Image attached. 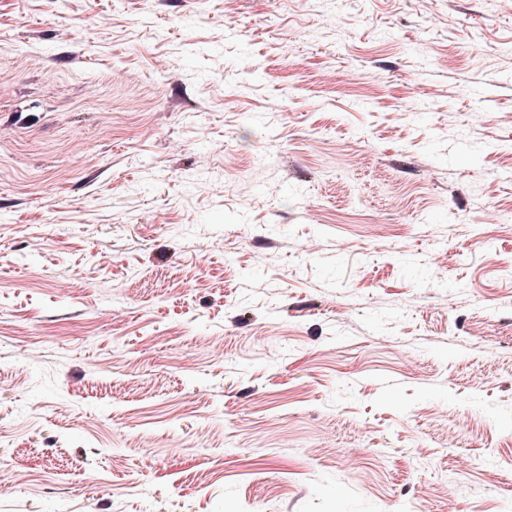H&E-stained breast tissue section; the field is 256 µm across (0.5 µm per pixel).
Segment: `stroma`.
<instances>
[{
  "mask_svg": "<svg viewBox=\"0 0 512 512\" xmlns=\"http://www.w3.org/2000/svg\"><path fill=\"white\" fill-rule=\"evenodd\" d=\"M16 480L512 512V0H0Z\"/></svg>",
  "mask_w": 512,
  "mask_h": 512,
  "instance_id": "1",
  "label": "stroma"
}]
</instances>
